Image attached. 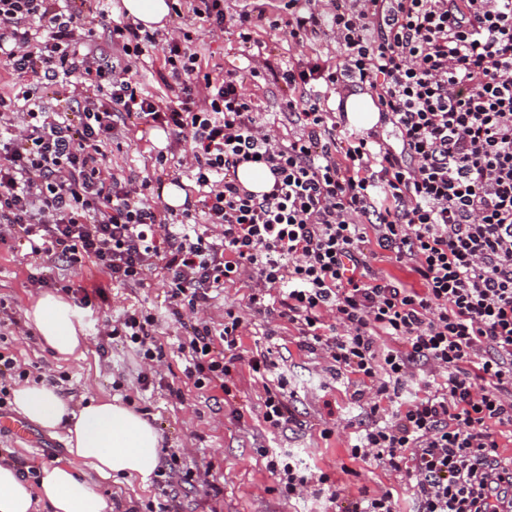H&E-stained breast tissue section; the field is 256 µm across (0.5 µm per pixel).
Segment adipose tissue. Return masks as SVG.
<instances>
[{
  "mask_svg": "<svg viewBox=\"0 0 512 512\" xmlns=\"http://www.w3.org/2000/svg\"><path fill=\"white\" fill-rule=\"evenodd\" d=\"M24 316L52 354H81L86 336L64 296L41 293ZM12 403L32 423L63 429L70 457L34 476L0 457V512H112L98 479L146 483L160 465L157 429L118 399L75 405L49 383L27 381L13 389Z\"/></svg>",
  "mask_w": 512,
  "mask_h": 512,
  "instance_id": "adipose-tissue-1",
  "label": "adipose tissue"
}]
</instances>
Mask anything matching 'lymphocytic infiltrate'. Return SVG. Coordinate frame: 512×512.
Returning <instances> with one entry per match:
<instances>
[{"mask_svg":"<svg viewBox=\"0 0 512 512\" xmlns=\"http://www.w3.org/2000/svg\"><path fill=\"white\" fill-rule=\"evenodd\" d=\"M288 36H325L335 59L309 56L281 78L293 91L300 135L273 139L235 74L205 71L187 41L157 42L136 22L108 31L121 56L78 49L82 18L60 0H0V63L13 87L0 94V242L21 225L33 251L77 267L94 262L113 282L161 269L168 313L208 302L224 284L255 276L254 312L295 325L332 377L356 376L355 400L373 395L367 425L348 450L406 475L416 512H512L495 496L512 485L497 430L512 427V0H285ZM209 31L232 23L250 41L264 12L224 14L199 0ZM161 48L179 87L162 103L132 70ZM368 86L378 122L361 131L330 94ZM66 87L70 106L50 112L31 87ZM189 139L186 170L206 194L169 225L151 179L105 175L104 145L128 117ZM259 163L273 178L256 194L237 178ZM375 238L418 276L417 288L373 269ZM154 314L125 312L110 329L141 358H160ZM223 353L213 351L215 340ZM242 320L199 319L183 344L195 387L230 389L243 359ZM267 467L284 497L341 492L290 453Z\"/></svg>","mask_w":512,"mask_h":512,"instance_id":"obj_1","label":"lymphocytic infiltrate"}]
</instances>
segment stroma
<instances>
[{
  "mask_svg": "<svg viewBox=\"0 0 512 512\" xmlns=\"http://www.w3.org/2000/svg\"><path fill=\"white\" fill-rule=\"evenodd\" d=\"M87 21L85 43L99 44L103 32L125 20L118 0H106L96 10L94 0H67ZM190 32L192 47L205 67L236 73L244 81L248 95L262 107L263 120L276 121L275 134L285 139L298 133L297 125L284 113L290 92L281 74L302 53L333 56L336 46L317 38L300 48L291 44L285 29L273 30L266 23L255 28L251 42L237 36L211 35L200 21L171 17L162 35L171 38ZM263 51L270 68L255 77L251 58ZM145 65L136 76L145 94L174 97L161 49L146 53ZM184 139L162 127L130 119L120 144H108L106 166L117 178L151 176L153 190L163 194L170 185L184 189L188 198L201 200L203 193L191 176L179 170L177 162L188 150ZM167 155L166 168H158L157 154ZM64 281L86 289L91 298L78 315L88 336L83 356L60 360L43 350L33 329L24 324V312L39 295L31 275ZM251 280L225 284L199 314H185L175 321L168 313V293L161 270L146 272L141 284L117 285L109 276L88 263L68 267L57 259L32 252L22 227H12L0 244V354L12 358L30 377L56 385L73 402L108 395L126 402L156 427L160 434L161 463L148 484L135 479L101 482L100 492L113 505H126V512H149L166 504L169 512H322V502L288 499L280 495L275 475L267 469L264 450H288L310 465L314 474H328L344 490L341 501L349 503L361 490H390L401 512H414L412 489L405 478L390 473L376 462H351L348 448L369 417L352 394L355 383L335 380L326 373L322 357L301 348L297 330L287 321L254 313L249 307ZM143 309L156 315L155 337L163 348L161 361L142 360L136 349L107 334V324L125 311ZM233 310L244 320L242 344L248 355H267L278 371L288 378L290 404L297 421L270 431L262 418L265 382L241 367L231 394L221 388H196L186 378L185 358L179 346L189 326L201 317L222 324L225 310ZM331 436H323L324 428ZM32 441L24 443L7 428L0 429V456L13 458L30 470L56 464L68 456L63 430H48L27 423ZM197 480L182 483L186 471Z\"/></svg>",
  "mask_w": 512,
  "mask_h": 512,
  "instance_id": "1",
  "label": "stroma"
}]
</instances>
